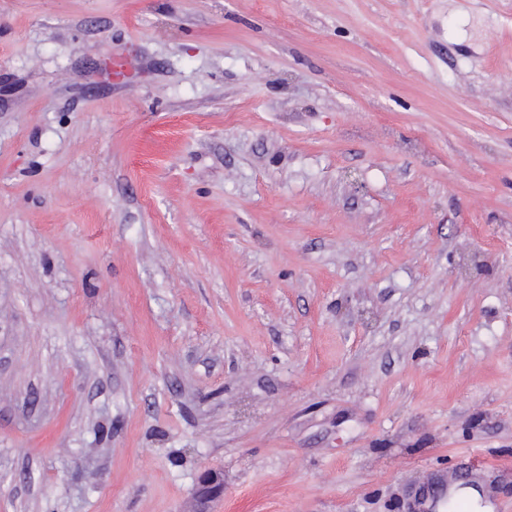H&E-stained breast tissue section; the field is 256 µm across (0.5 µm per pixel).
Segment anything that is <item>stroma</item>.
<instances>
[{"instance_id":"stroma-1","label":"stroma","mask_w":512,"mask_h":512,"mask_svg":"<svg viewBox=\"0 0 512 512\" xmlns=\"http://www.w3.org/2000/svg\"><path fill=\"white\" fill-rule=\"evenodd\" d=\"M512 512V0H0V512ZM224 493V478L223 475L217 472H204L198 481L195 500L197 507L196 512L209 511L210 503L221 497Z\"/></svg>"}]
</instances>
